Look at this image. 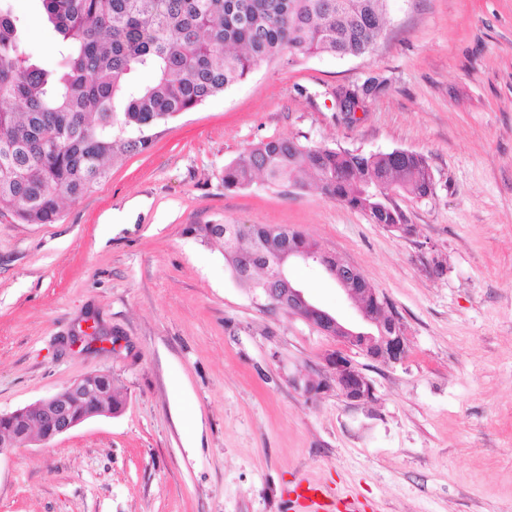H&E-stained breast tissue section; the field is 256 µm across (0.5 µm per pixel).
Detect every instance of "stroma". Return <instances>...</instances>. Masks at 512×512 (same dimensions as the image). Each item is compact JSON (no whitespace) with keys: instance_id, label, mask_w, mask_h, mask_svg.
Here are the masks:
<instances>
[{"instance_id":"1","label":"stroma","mask_w":512,"mask_h":512,"mask_svg":"<svg viewBox=\"0 0 512 512\" xmlns=\"http://www.w3.org/2000/svg\"><path fill=\"white\" fill-rule=\"evenodd\" d=\"M26 48L55 58L38 0H10ZM359 58L280 56L153 130L52 224L0 218V413L94 372L126 405L0 455V512H289L316 479L361 512H512V0H389ZM385 81L354 118L335 91ZM423 155L433 194L393 198L412 236L322 196L224 168L272 137ZM192 224L286 225L354 265L399 313L400 363L347 353L373 399L326 377L336 339L260 307ZM359 322L325 274L290 269ZM95 318L107 343L72 348Z\"/></svg>"}]
</instances>
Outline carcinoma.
<instances>
[{
	"instance_id": "carcinoma-1",
	"label": "carcinoma",
	"mask_w": 512,
	"mask_h": 512,
	"mask_svg": "<svg viewBox=\"0 0 512 512\" xmlns=\"http://www.w3.org/2000/svg\"><path fill=\"white\" fill-rule=\"evenodd\" d=\"M61 36L48 67L25 48L21 19L0 3V216L52 224L64 202L105 180L109 163L151 145L148 131L244 81L252 70L290 56L360 57L381 39L388 0H39ZM149 80H141V75ZM310 172L320 194L369 216L402 224L403 212L376 193L381 183L415 198L433 193L425 158L411 152L361 154L273 137L224 168V185L256 177L283 192ZM232 224H193L218 242L237 283L262 294L263 277L243 273L245 256L274 255L290 243L318 248L288 226H255L231 239ZM112 413L125 399L99 380Z\"/></svg>"
}]
</instances>
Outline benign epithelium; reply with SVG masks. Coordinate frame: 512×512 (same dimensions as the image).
<instances>
[{
	"instance_id": "7a95c632",
	"label": "benign epithelium",
	"mask_w": 512,
	"mask_h": 512,
	"mask_svg": "<svg viewBox=\"0 0 512 512\" xmlns=\"http://www.w3.org/2000/svg\"><path fill=\"white\" fill-rule=\"evenodd\" d=\"M287 263L321 267L354 304L364 329L358 330L314 304L304 288L288 280L285 273ZM263 270L267 279L277 282V287L264 289L265 301L276 307H288L289 314L312 323L323 333L358 349L377 362L398 363L406 356V333L400 316L387 309V304L376 289L362 287L365 278L354 266L338 258L336 268L332 269L325 263L322 252L290 251L288 255L278 258L275 265L264 264ZM87 339L103 343L108 337L101 332L97 323L92 322L86 326L83 334L72 337L71 345L80 346ZM325 362L330 377L348 400L360 402L372 398V382L343 351L328 354ZM99 377V373L85 375L34 404L1 413L0 418L5 421L24 415L32 430L21 438L10 437L0 442V454L19 445L50 441L91 418L110 416L102 403L103 394L94 387V379ZM80 399L89 401L92 408L75 415L72 408L75 401Z\"/></svg>"
}]
</instances>
